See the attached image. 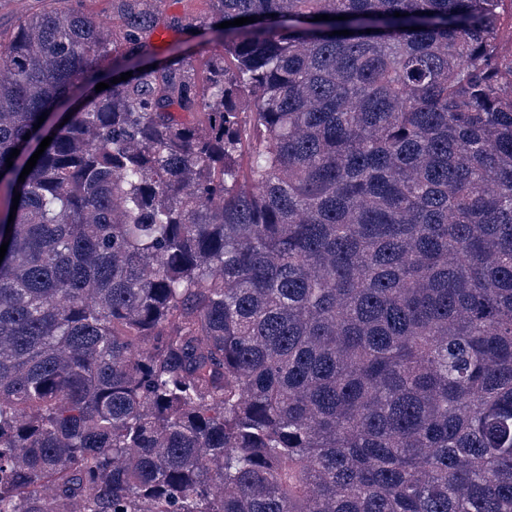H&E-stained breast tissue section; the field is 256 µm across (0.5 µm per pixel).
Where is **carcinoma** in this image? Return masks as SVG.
Segmentation results:
<instances>
[{
  "label": "carcinoma",
  "mask_w": 512,
  "mask_h": 512,
  "mask_svg": "<svg viewBox=\"0 0 512 512\" xmlns=\"http://www.w3.org/2000/svg\"><path fill=\"white\" fill-rule=\"evenodd\" d=\"M160 2L0 39V512H512L504 0ZM158 9L157 26L150 38L153 58H184L201 75L206 59L221 50L220 38H216L214 34L209 33L207 40L197 37L203 31L198 26L209 21L212 15V2L162 0ZM188 25H192L194 29L188 28ZM161 35L165 37L161 39Z\"/></svg>",
  "instance_id": "obj_1"
}]
</instances>
